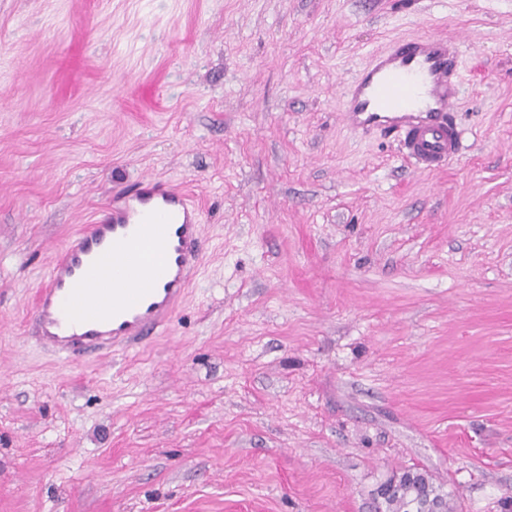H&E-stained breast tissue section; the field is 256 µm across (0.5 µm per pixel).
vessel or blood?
I'll return each instance as SVG.
<instances>
[{"mask_svg":"<svg viewBox=\"0 0 512 512\" xmlns=\"http://www.w3.org/2000/svg\"><path fill=\"white\" fill-rule=\"evenodd\" d=\"M455 44L426 34L373 55L345 89L342 115L362 134L394 137L401 156L439 171L463 150ZM200 211L168 181L145 177L58 251L28 320L70 361L149 344L198 275Z\"/></svg>","mask_w":512,"mask_h":512,"instance_id":"1","label":"vessel or blood"}]
</instances>
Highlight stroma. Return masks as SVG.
<instances>
[{"mask_svg": "<svg viewBox=\"0 0 512 512\" xmlns=\"http://www.w3.org/2000/svg\"><path fill=\"white\" fill-rule=\"evenodd\" d=\"M424 34L465 87L436 173L341 112ZM144 176L203 208L167 331L28 340L55 253ZM409 468L512 512V0H0V512H372Z\"/></svg>", "mask_w": 512, "mask_h": 512, "instance_id": "obj_1", "label": "stroma"}]
</instances>
